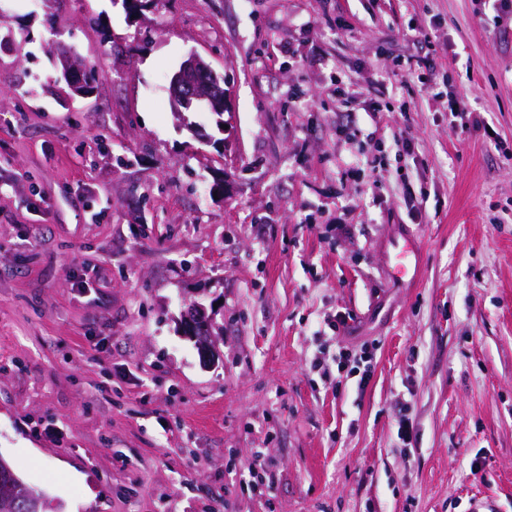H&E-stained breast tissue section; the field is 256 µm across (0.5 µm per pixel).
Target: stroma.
<instances>
[{
	"label": "stroma",
	"instance_id": "1",
	"mask_svg": "<svg viewBox=\"0 0 512 512\" xmlns=\"http://www.w3.org/2000/svg\"><path fill=\"white\" fill-rule=\"evenodd\" d=\"M0 14L16 474L63 512H467L476 494L512 512V27L488 0ZM192 52L227 81L223 118L171 110ZM458 104L483 125L453 132ZM398 224L423 246L410 288L378 250ZM190 301L216 310L207 364L178 327ZM342 344L368 348L367 385Z\"/></svg>",
	"mask_w": 512,
	"mask_h": 512
}]
</instances>
